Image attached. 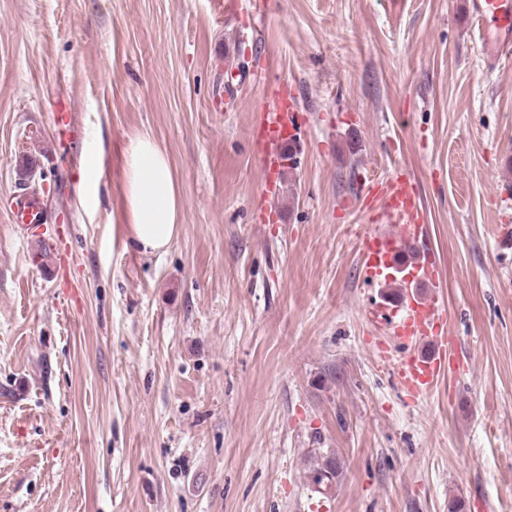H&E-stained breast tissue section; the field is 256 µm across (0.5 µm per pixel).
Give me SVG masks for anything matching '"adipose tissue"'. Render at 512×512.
Returning <instances> with one entry per match:
<instances>
[{
  "label": "adipose tissue",
  "instance_id": "obj_1",
  "mask_svg": "<svg viewBox=\"0 0 512 512\" xmlns=\"http://www.w3.org/2000/svg\"><path fill=\"white\" fill-rule=\"evenodd\" d=\"M122 202L130 244L145 255L165 252L180 233L183 201L171 157L151 134L128 141Z\"/></svg>",
  "mask_w": 512,
  "mask_h": 512
}]
</instances>
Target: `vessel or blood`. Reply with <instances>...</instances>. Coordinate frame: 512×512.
I'll return each mask as SVG.
<instances>
[{
    "mask_svg": "<svg viewBox=\"0 0 512 512\" xmlns=\"http://www.w3.org/2000/svg\"><path fill=\"white\" fill-rule=\"evenodd\" d=\"M475 23L474 39L488 61L496 63L512 57V0H468ZM275 66L273 57H266L260 68L251 71L248 81L264 86L267 99L251 132V139L260 154L264 192L278 195V180L285 167L286 145L301 141L305 130L288 88L270 78ZM75 128L72 102L60 96L55 101L53 132L60 146L70 145ZM361 201L376 203V220L392 223L396 233L375 232L366 235L359 246L362 277L365 283L381 278H394L405 294L395 306L373 305L372 323L396 328L408 354L399 358L396 373L405 393L412 398L428 395L438 384L445 370L441 351L425 353L426 343L438 345L451 314L438 299L425 300L414 293L416 284L435 288L440 284L439 263L433 250L424 248L426 232L424 212L417 189L405 169H396L385 178L364 181L358 193ZM11 219L19 235H33L38 225L47 223L52 215L43 198L27 195L12 206Z\"/></svg>",
    "mask_w": 512,
    "mask_h": 512,
    "instance_id": "vessel-or-blood-1",
    "label": "vessel or blood"
}]
</instances>
